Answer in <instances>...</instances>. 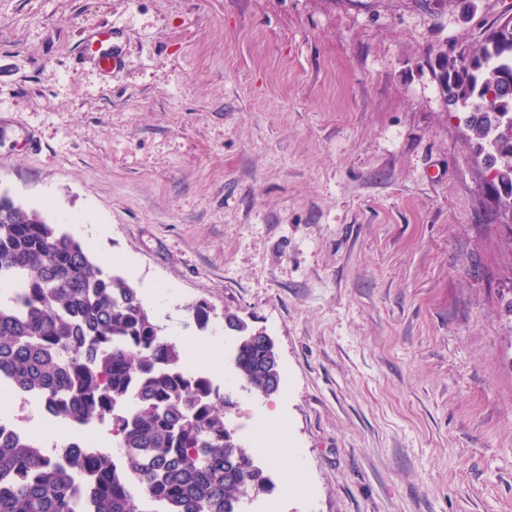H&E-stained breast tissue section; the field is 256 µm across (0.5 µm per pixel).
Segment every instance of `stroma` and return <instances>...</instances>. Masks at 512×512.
<instances>
[{"label":"stroma","mask_w":512,"mask_h":512,"mask_svg":"<svg viewBox=\"0 0 512 512\" xmlns=\"http://www.w3.org/2000/svg\"><path fill=\"white\" fill-rule=\"evenodd\" d=\"M512 0H0V193L87 244L198 365L256 448L285 422L303 489L242 512H512V229L428 62L483 39ZM111 25L124 67L77 64ZM213 310L198 327L192 305ZM279 355L242 389L225 315ZM45 447L112 448L54 422Z\"/></svg>","instance_id":"obj_1"}]
</instances>
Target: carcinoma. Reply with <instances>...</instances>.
<instances>
[{"label":"carcinoma","mask_w":512,"mask_h":512,"mask_svg":"<svg viewBox=\"0 0 512 512\" xmlns=\"http://www.w3.org/2000/svg\"><path fill=\"white\" fill-rule=\"evenodd\" d=\"M469 61L440 54L441 94L458 102L465 145L488 152L492 189L512 208V30L473 43ZM0 388L34 397L54 420L108 422L117 456L47 451L21 431L0 433V512H241L272 482L226 426L233 402L184 368L138 289L109 272L56 224L0 195ZM237 334L238 378L278 392L280 364L260 331L224 316Z\"/></svg>","instance_id":"carcinoma-1"}]
</instances>
